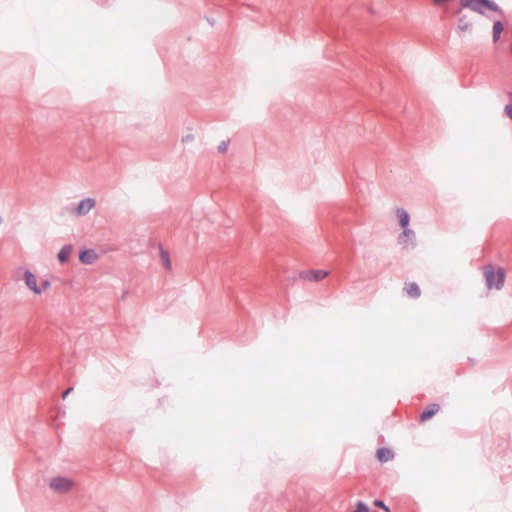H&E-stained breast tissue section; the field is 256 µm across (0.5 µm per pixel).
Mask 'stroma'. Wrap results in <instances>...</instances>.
Instances as JSON below:
<instances>
[{
    "label": "stroma",
    "mask_w": 512,
    "mask_h": 512,
    "mask_svg": "<svg viewBox=\"0 0 512 512\" xmlns=\"http://www.w3.org/2000/svg\"><path fill=\"white\" fill-rule=\"evenodd\" d=\"M158 3L149 92L111 77L90 96L40 73L37 46L0 51V512H199L215 473L142 446L177 398L145 349L160 321L211 360L468 287L488 347L327 458L268 453L238 512H436L412 461L455 450L454 512H512V416L458 400L478 373L482 410L512 400V205L459 221L468 193L438 164L447 91L487 101L512 143V0ZM460 237V272L439 271L432 245Z\"/></svg>",
    "instance_id": "1"
}]
</instances>
